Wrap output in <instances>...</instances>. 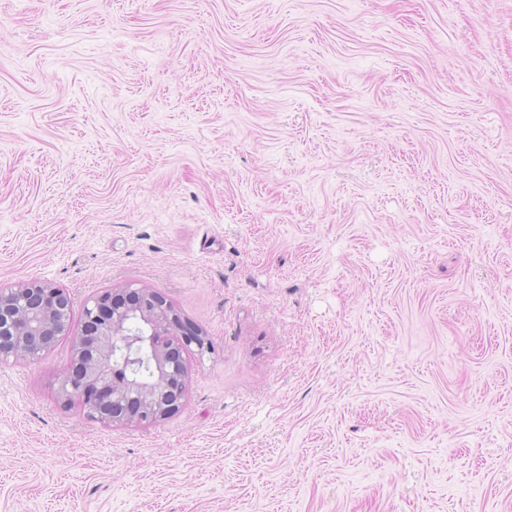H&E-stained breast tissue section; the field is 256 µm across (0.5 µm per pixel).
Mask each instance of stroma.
<instances>
[{"instance_id":"obj_1","label":"stroma","mask_w":512,"mask_h":512,"mask_svg":"<svg viewBox=\"0 0 512 512\" xmlns=\"http://www.w3.org/2000/svg\"><path fill=\"white\" fill-rule=\"evenodd\" d=\"M146 286L181 409L0 361V512H512V0H0V287Z\"/></svg>"}]
</instances>
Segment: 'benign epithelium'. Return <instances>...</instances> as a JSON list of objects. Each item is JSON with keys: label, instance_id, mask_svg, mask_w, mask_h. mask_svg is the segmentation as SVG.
<instances>
[{"label": "benign epithelium", "instance_id": "1", "mask_svg": "<svg viewBox=\"0 0 512 512\" xmlns=\"http://www.w3.org/2000/svg\"><path fill=\"white\" fill-rule=\"evenodd\" d=\"M63 288L29 282L0 288V360L34 359L69 336ZM57 397L107 426H150L177 413L187 393L183 353L208 342L149 287L106 288L84 309L82 333Z\"/></svg>", "mask_w": 512, "mask_h": 512}]
</instances>
